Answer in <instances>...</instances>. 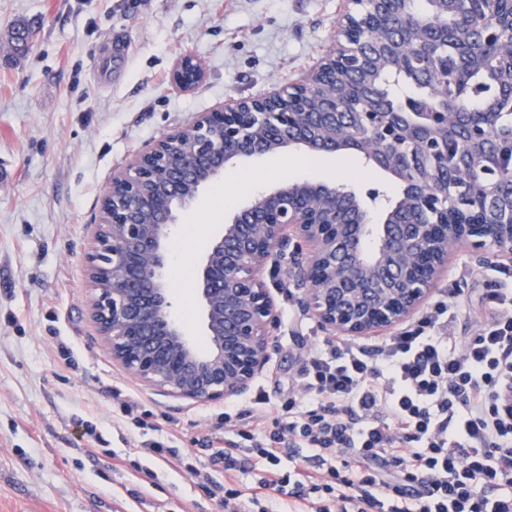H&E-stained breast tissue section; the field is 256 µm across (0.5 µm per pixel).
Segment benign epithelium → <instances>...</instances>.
Masks as SVG:
<instances>
[{
  "label": "benign epithelium",
  "mask_w": 512,
  "mask_h": 512,
  "mask_svg": "<svg viewBox=\"0 0 512 512\" xmlns=\"http://www.w3.org/2000/svg\"><path fill=\"white\" fill-rule=\"evenodd\" d=\"M363 4L345 0L332 49L302 80L200 114L113 173L87 255L88 309L113 362L143 385L198 404L248 393L270 365L279 324L266 275L295 288L327 335L373 336L424 309L454 253L512 266V224L489 220L488 165L479 168L485 202L464 211L441 180L442 164L488 139V126L459 135L445 96L428 112L417 99L392 105L379 95L351 106L324 97L315 119L305 112L323 89L366 71L359 45L381 31L383 14ZM203 75L186 57L174 79L190 89ZM293 151L356 152L401 187L400 197L374 208L350 184L292 180L236 210L198 267L208 337L199 350L171 316L163 271L172 228L224 168ZM495 154L512 174V138L496 140ZM338 197L351 220L336 212Z\"/></svg>",
  "instance_id": "obj_1"
}]
</instances>
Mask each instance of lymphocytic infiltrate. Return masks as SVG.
<instances>
[{"instance_id":"lymphocytic-infiltrate-1","label":"lymphocytic infiltrate","mask_w":512,"mask_h":512,"mask_svg":"<svg viewBox=\"0 0 512 512\" xmlns=\"http://www.w3.org/2000/svg\"><path fill=\"white\" fill-rule=\"evenodd\" d=\"M487 300L467 338L441 301L373 345L323 340L288 400L257 392L271 426L225 415L208 458L165 439L142 453L184 461L224 512H512V289Z\"/></svg>"}]
</instances>
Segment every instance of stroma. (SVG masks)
<instances>
[{
  "instance_id": "obj_1",
  "label": "stroma",
  "mask_w": 512,
  "mask_h": 512,
  "mask_svg": "<svg viewBox=\"0 0 512 512\" xmlns=\"http://www.w3.org/2000/svg\"><path fill=\"white\" fill-rule=\"evenodd\" d=\"M344 0H0V512H224L175 459L131 466L154 425L202 454L224 445L229 411L262 418L251 395L208 404L152 390L123 372L88 312L85 258L113 172L201 112L302 79L330 50ZM30 49L10 44L16 23ZM186 55L195 88L176 86ZM327 179L393 192L352 153L320 159ZM512 267L461 253L433 300L457 296L454 332L490 320L485 295ZM280 327L271 398L322 342L295 290L275 294ZM136 394L148 428L122 424L113 387ZM202 66L192 57H185L176 66L174 72L175 82L184 89L196 86L203 78Z\"/></svg>"
}]
</instances>
